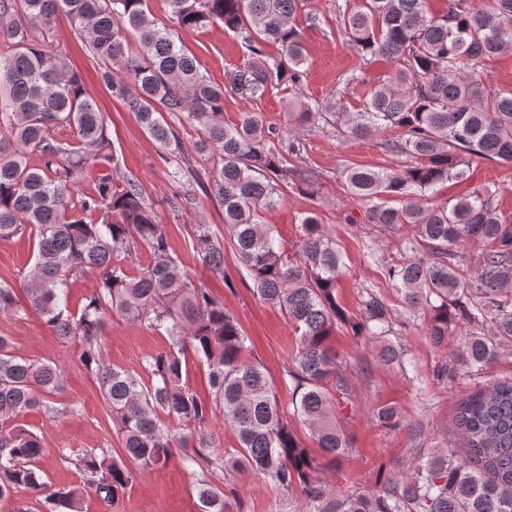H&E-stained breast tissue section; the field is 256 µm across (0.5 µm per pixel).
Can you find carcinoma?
<instances>
[{"label":"carcinoma","mask_w":512,"mask_h":512,"mask_svg":"<svg viewBox=\"0 0 512 512\" xmlns=\"http://www.w3.org/2000/svg\"><path fill=\"white\" fill-rule=\"evenodd\" d=\"M172 22L182 29L221 23L241 38L251 60L230 78V89L257 101L275 85L293 91L288 128L244 112L224 123V87L213 84L197 58L159 28L145 0H0V239L27 234L36 260L21 283L27 308L57 336L78 340L80 364L95 377L129 467L111 449L76 455L77 485L53 488L35 462L43 438L19 423L42 408L56 413L50 397L62 386L53 362L17 355L0 336V499L17 489L39 498L45 512H80L92 491L114 506L137 474L183 451L186 466L202 473L226 467L251 471L284 492H301L299 512H512V379L496 381L462 400L454 415L460 436L453 448L415 457L412 465L374 489L338 494L322 470L356 451L342 428L337 404L349 383L332 344L337 326L378 341L376 362L403 367L393 309L364 290L350 316L336 288L342 255L317 215L304 213L294 250L261 211L274 208L288 188L314 194V175L302 160L299 130L322 120L343 136L366 138L394 128L390 152L411 162L392 171L346 164L347 192L365 203L363 223L382 234L409 226L404 253L383 264L385 280L410 313L427 318L426 336L438 351L466 325L461 350L435 370L439 381L478 373L512 348V216L498 211L487 186L463 196L430 201L437 186L469 178L475 161L512 163V91L487 90L484 62L512 50V0H448L431 14L426 0H359L345 3L341 24L363 57L393 64L386 80L361 97L355 112L326 103L313 107L300 94L306 56L296 17L306 0H168ZM87 39L103 65L101 79L163 147L179 146L166 119L201 128L200 150L214 152L210 196L224 208L230 238L253 292L279 307L299 334L288 376L295 384L294 415L308 426L321 456L298 438L261 364L247 355L248 337L210 291L193 284L169 253L164 225L133 175L114 177L119 162L103 113L64 54L45 34L58 15ZM280 46L268 62L261 44ZM41 165L30 164V155ZM93 172L88 190L78 189ZM478 245L474 255L464 252ZM191 248L202 265L224 276V238L197 224ZM150 261L140 260L141 251ZM97 275L95 290L72 310L70 277ZM24 311L16 288L0 285V314ZM117 313L168 337V346L142 363V371L106 362L101 334ZM207 365V402L185 381L189 357ZM238 436L240 447L215 457L209 429L216 411ZM378 425L406 427L397 407L379 406ZM176 420L182 432H172ZM199 512H243L239 498L204 480Z\"/></svg>","instance_id":"obj_1"}]
</instances>
